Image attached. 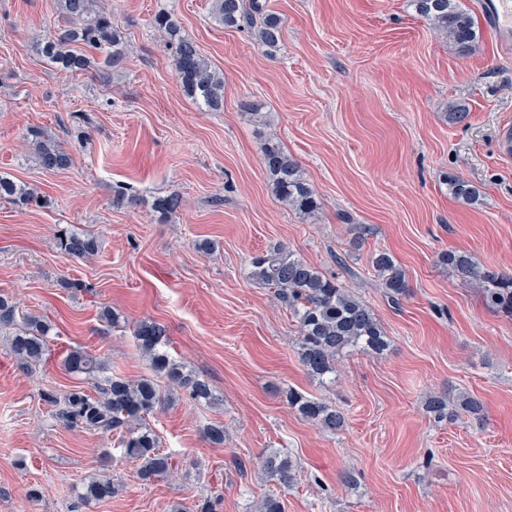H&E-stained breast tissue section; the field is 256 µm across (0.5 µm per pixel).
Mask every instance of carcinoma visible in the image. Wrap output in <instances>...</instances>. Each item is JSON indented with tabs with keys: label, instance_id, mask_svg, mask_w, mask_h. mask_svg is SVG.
Returning a JSON list of instances; mask_svg holds the SVG:
<instances>
[{
	"label": "carcinoma",
	"instance_id": "carcinoma-1",
	"mask_svg": "<svg viewBox=\"0 0 512 512\" xmlns=\"http://www.w3.org/2000/svg\"><path fill=\"white\" fill-rule=\"evenodd\" d=\"M417 16L431 28L445 35L462 55L470 54L477 39V30L470 10L462 0H406ZM58 8L70 20L71 26L55 31L36 44V51L52 66L71 73L97 71L89 52L103 60L104 70L123 68L127 58V42L112 11L98 6V0H58ZM214 20L231 28L250 32L255 43L272 53L282 41L280 20L264 12L260 0H213ZM154 24L167 35L171 46V65L183 91L196 104L207 110H217L224 101V78L203 55L191 38L182 34L178 17L171 12L156 15ZM32 149L39 166L47 172L66 169L71 164L70 153L55 137L39 129L32 133ZM263 164L275 197L293 211L311 216L321 209L314 188L303 176L298 162L278 142L270 140L263 147ZM451 195L467 202L477 200L476 191L464 180L448 179ZM11 199L21 204H39L41 196L32 189L20 186L0 176V199ZM153 207L165 216H172L184 207L178 194L158 197ZM58 246L65 254L86 258L97 252V240L86 234L69 231L58 237ZM440 261L458 276L470 281L483 295L486 304L512 315V276L485 269L473 254L448 251ZM372 265L384 281L385 288L396 300L406 294V272L387 252L374 254ZM251 274L274 289V296L297 322L300 336L299 358L307 373L315 378L336 376L337 359L350 352L380 354L389 346L385 331L371 308L355 296L340 280L327 276L284 248H274L251 259ZM17 325V306L8 297L0 295V327ZM50 324L36 316L24 318L22 328L12 337L11 347L23 367L29 369L45 359L48 353ZM139 349L149 357L152 369L163 373L176 389L186 391L195 402L219 403L209 384L190 374L163 350L164 330L152 321L140 322L133 331ZM70 372L95 375L104 371V363L75 349L65 359ZM57 408V417L67 426H81L89 430L121 433V445L127 458L139 462L138 473L144 480L167 475L173 466L171 455L163 452L155 432L146 425L161 401L156 384L147 378L135 382L112 376L103 379L92 396L72 390L57 398L48 396ZM288 403L300 415L329 431H336L345 423L344 413L316 398L288 392ZM459 409L471 416H481L482 402L464 393L458 397ZM426 411L440 422L448 419V400L431 396L425 403ZM263 466L280 487L294 485L297 465L291 456L281 452L268 453ZM117 485L108 477L91 480L80 498L97 502L112 498Z\"/></svg>",
	"mask_w": 512,
	"mask_h": 512
}]
</instances>
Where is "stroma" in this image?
<instances>
[{"instance_id": "35a3bbf8", "label": "stroma", "mask_w": 512, "mask_h": 512, "mask_svg": "<svg viewBox=\"0 0 512 512\" xmlns=\"http://www.w3.org/2000/svg\"><path fill=\"white\" fill-rule=\"evenodd\" d=\"M104 2L129 54L122 71L98 76L34 52L65 24L57 0H0V175L47 200L0 199V293L53 326L47 360L29 371L0 331V512H192L214 493L218 512H258L270 494L285 512H512V316L439 261L465 251L512 275V154L499 148L512 126V56L485 29L459 56L406 0H265L283 34L270 54L247 30L217 24L213 0ZM165 11L223 74L222 110L183 92L153 23ZM254 99L265 119L249 111ZM451 102L466 103L465 122L449 123ZM36 128L55 131L70 168L37 165ZM270 138L320 196L315 217L272 194ZM450 175L478 202L452 196ZM120 193L129 203L116 204ZM169 194L186 206L164 219L153 201ZM67 228L95 236L97 254L61 253ZM277 247L345 283L388 349L343 355L335 382L309 376L294 319L250 274L251 258ZM381 251L406 272L396 302L371 263ZM107 307L119 326L102 321ZM144 319L219 404L155 376L133 339ZM75 349L106 375L155 378L162 401L147 421L173 457L167 477L141 481L116 433L58 419L46 395H92L102 377L67 371ZM292 390L344 411V427L309 423L289 405ZM463 392L481 400V416L427 413L429 397L453 407ZM213 424L223 443L207 439ZM273 450L298 464L285 492L261 463ZM101 474L118 493L82 504L78 491Z\"/></svg>"}]
</instances>
